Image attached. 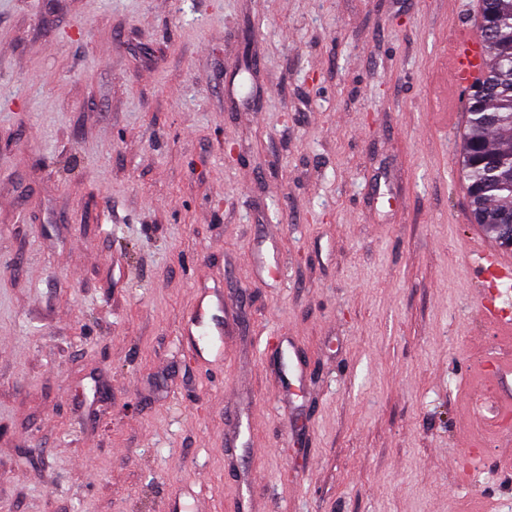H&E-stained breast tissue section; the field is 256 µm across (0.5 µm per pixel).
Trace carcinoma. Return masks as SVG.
Returning a JSON list of instances; mask_svg holds the SVG:
<instances>
[{
	"label": "carcinoma",
	"instance_id": "carcinoma-1",
	"mask_svg": "<svg viewBox=\"0 0 512 512\" xmlns=\"http://www.w3.org/2000/svg\"><path fill=\"white\" fill-rule=\"evenodd\" d=\"M479 41L489 65L467 95L461 175L475 223L511 248L512 0H480Z\"/></svg>",
	"mask_w": 512,
	"mask_h": 512
}]
</instances>
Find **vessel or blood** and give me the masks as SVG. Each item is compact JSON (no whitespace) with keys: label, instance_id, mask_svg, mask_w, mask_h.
Listing matches in <instances>:
<instances>
[{"label":"vessel or blood","instance_id":"vessel-or-blood-1","mask_svg":"<svg viewBox=\"0 0 512 512\" xmlns=\"http://www.w3.org/2000/svg\"><path fill=\"white\" fill-rule=\"evenodd\" d=\"M487 61L471 25L458 27L448 55V73L454 97H462L485 73ZM463 259L481 278L479 312L501 339L500 345L485 348L474 367L475 381L464 395L468 410L479 430L469 447H481L486 438H495L506 452L505 465H512V258L497 248L472 238L466 243ZM185 329L189 343H203L212 353L222 351L224 299L212 292L199 295Z\"/></svg>","mask_w":512,"mask_h":512}]
</instances>
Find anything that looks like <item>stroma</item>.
<instances>
[{
    "label": "stroma",
    "instance_id": "obj_1",
    "mask_svg": "<svg viewBox=\"0 0 512 512\" xmlns=\"http://www.w3.org/2000/svg\"><path fill=\"white\" fill-rule=\"evenodd\" d=\"M464 8L0 0V512H512L496 440L456 475ZM190 325L182 336H188V342L200 347L199 341L216 357L222 355L224 338V299L222 294L212 292L200 294L189 316Z\"/></svg>",
    "mask_w": 512,
    "mask_h": 512
}]
</instances>
